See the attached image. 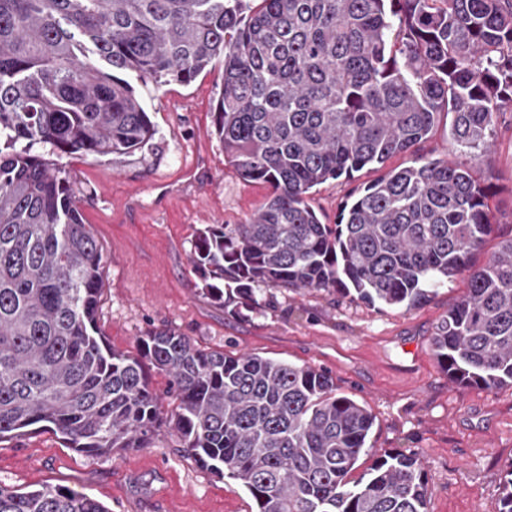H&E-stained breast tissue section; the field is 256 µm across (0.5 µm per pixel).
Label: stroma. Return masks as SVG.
<instances>
[{
  "instance_id": "35a3bbf8",
  "label": "stroma",
  "mask_w": 512,
  "mask_h": 512,
  "mask_svg": "<svg viewBox=\"0 0 512 512\" xmlns=\"http://www.w3.org/2000/svg\"><path fill=\"white\" fill-rule=\"evenodd\" d=\"M224 82L214 61L191 84L175 82L145 96L156 133L122 155H63L34 150L65 171L85 223L103 246L104 289L98 326L114 349L137 354L143 336L171 329L206 351L257 355L329 372L338 389L375 418L373 453L397 450L423 461L429 512H498L499 487L512 463V387L483 390L452 383L431 348L449 307L466 293L458 276L424 304L373 307L334 292L268 288L241 317L234 303L214 304L191 264L195 236L206 224H241L271 193L242 180L224 162L212 112ZM440 116L414 153L387 161L393 169L415 156L466 161L451 149ZM496 225L470 260L482 266L512 237V111L500 114L492 145ZM381 175L363 169L330 180L307 197L321 221L335 223L346 202ZM162 425L148 447L91 456L55 432L35 430L0 441V486L24 491L50 484L86 493L109 512H251L249 496L231 479L202 469L184 450L168 419L175 406L168 379L150 371Z\"/></svg>"
}]
</instances>
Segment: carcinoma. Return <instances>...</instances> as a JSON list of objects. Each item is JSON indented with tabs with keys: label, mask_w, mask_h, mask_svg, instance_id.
Segmentation results:
<instances>
[{
	"label": "carcinoma",
	"mask_w": 512,
	"mask_h": 512,
	"mask_svg": "<svg viewBox=\"0 0 512 512\" xmlns=\"http://www.w3.org/2000/svg\"><path fill=\"white\" fill-rule=\"evenodd\" d=\"M224 61L213 130L224 160L272 187L243 224H206L191 263L203 291L252 304L261 288L415 308L466 272L432 350L457 384L512 386V239L486 264L493 185L476 178L512 108V0H0V440L52 427L71 448H145L160 424L144 365L169 378L171 422L252 512H428L415 454L369 455L368 407L311 367L196 348L153 331L136 355L97 328L103 248L64 171L33 152L125 154L155 135L143 95ZM451 114L467 162L424 160L361 188L334 224L306 202L329 180L384 166ZM499 512H512V466ZM0 512H108L43 485L0 487Z\"/></svg>",
	"instance_id": "1"
}]
</instances>
